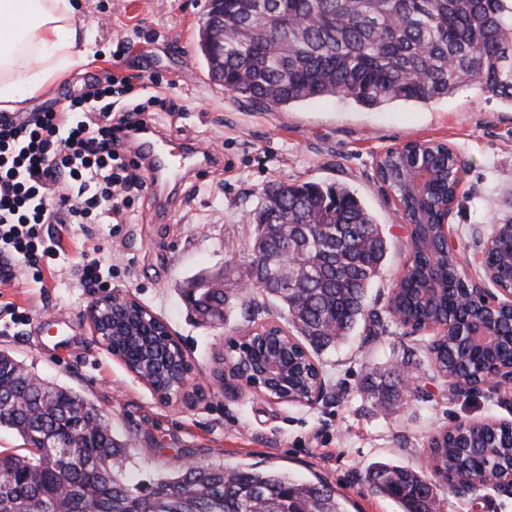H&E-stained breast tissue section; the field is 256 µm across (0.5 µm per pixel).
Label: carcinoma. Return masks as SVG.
Here are the masks:
<instances>
[{"mask_svg": "<svg viewBox=\"0 0 512 512\" xmlns=\"http://www.w3.org/2000/svg\"><path fill=\"white\" fill-rule=\"evenodd\" d=\"M199 49L211 79L258 108H285L333 96L372 109L396 102L428 103L470 84L512 108V0H224V48L199 30ZM430 158L426 149L385 161L379 173L402 202L405 217L437 223L438 201L453 200L458 169L439 160L438 179L416 197L405 180ZM256 252L251 288L287 309L315 351L336 345L366 315V294L386 257L378 224L348 189L307 181L268 189L256 213ZM322 224L317 237L296 228ZM308 263L293 272L288 256ZM512 255V239L495 243L487 257L500 269ZM432 256L411 251L413 277L406 295L392 296L417 324L439 315L454 323L462 307L427 308L415 298ZM303 280L294 290H269L262 271ZM452 336L438 357L442 374L483 380L485 360L465 354ZM75 391L46 381L14 358L0 354V426L28 445L24 455H0V508L4 512H347L325 484H298L279 471L223 464L179 466L145 494L125 482L112 459L121 448L112 428ZM480 449L460 448L448 434L432 449L438 481L457 490L459 477L481 478L512 469V447L482 429ZM376 493L400 512H434L436 487L427 476L399 465L368 468Z\"/></svg>", "mask_w": 512, "mask_h": 512, "instance_id": "obj_1", "label": "carcinoma"}]
</instances>
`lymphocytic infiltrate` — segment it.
Wrapping results in <instances>:
<instances>
[{
	"label": "lymphocytic infiltrate",
	"mask_w": 512,
	"mask_h": 512,
	"mask_svg": "<svg viewBox=\"0 0 512 512\" xmlns=\"http://www.w3.org/2000/svg\"><path fill=\"white\" fill-rule=\"evenodd\" d=\"M131 78H92L38 111L0 113V280L15 268L43 283L63 247L46 224H119L130 197L146 189L145 169L127 152L152 128L150 106L175 111L165 92L137 102Z\"/></svg>",
	"instance_id": "lymphocytic-infiltrate-1"
}]
</instances>
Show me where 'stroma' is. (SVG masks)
Listing matches in <instances>:
<instances>
[{
    "label": "stroma",
    "mask_w": 512,
    "mask_h": 512,
    "mask_svg": "<svg viewBox=\"0 0 512 512\" xmlns=\"http://www.w3.org/2000/svg\"><path fill=\"white\" fill-rule=\"evenodd\" d=\"M96 50L46 92L28 97L32 112L90 75L153 74L175 80L182 109L160 112L159 130L216 148L223 164L132 196L122 224L45 225L61 235L64 253L43 287L24 270L0 284V299L25 311L0 331V352L47 381L70 388L99 408L123 446L118 462L131 484L147 489L173 464L224 462L230 467L282 470L300 482H327L349 512H399L366 478L375 462L432 473L428 443L454 423L494 417L512 421V409L490 390L454 396L446 377L427 360V337L406 334L389 315L393 289L410 258L407 222L377 176L378 156L410 140L450 144L463 166L449 227L461 256L480 252L494 225L512 218V108L470 86L427 104L365 109L342 97L290 108L258 110L207 75L198 29L208 0H76ZM129 51L114 58L118 34ZM306 181L352 192L388 241L381 271L367 290L362 321L336 347L315 353L326 384L317 404L274 403L252 390L225 388L224 354L230 340L256 325L292 323L276 301L260 299L250 320L252 290L235 291L224 322L212 324L185 298L188 281L245 279L253 260V214L261 192ZM111 255L106 289L84 288L78 267L92 250ZM132 293L162 319L192 366L189 396L161 403L93 336L84 316L103 292ZM413 369L416 394L402 385ZM440 512H512V496L464 499L437 490Z\"/></svg>",
    "instance_id": "obj_1"
}]
</instances>
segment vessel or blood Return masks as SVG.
<instances>
[{
  "instance_id": "1",
  "label": "vessel or blood",
  "mask_w": 512,
  "mask_h": 512,
  "mask_svg": "<svg viewBox=\"0 0 512 512\" xmlns=\"http://www.w3.org/2000/svg\"><path fill=\"white\" fill-rule=\"evenodd\" d=\"M136 160L147 163L151 180L168 181L204 171L206 159L194 145L177 142L161 133L140 137Z\"/></svg>"
}]
</instances>
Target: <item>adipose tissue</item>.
I'll return each mask as SVG.
<instances>
[{"label":"adipose tissue","mask_w":512,"mask_h":512,"mask_svg":"<svg viewBox=\"0 0 512 512\" xmlns=\"http://www.w3.org/2000/svg\"><path fill=\"white\" fill-rule=\"evenodd\" d=\"M91 43L73 0H0V111L48 89Z\"/></svg>","instance_id":"obj_1"}]
</instances>
